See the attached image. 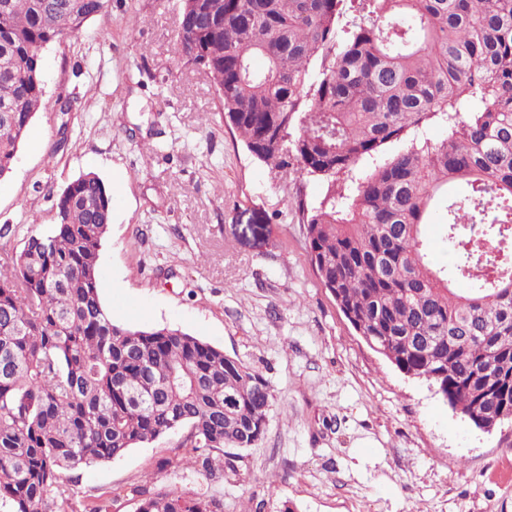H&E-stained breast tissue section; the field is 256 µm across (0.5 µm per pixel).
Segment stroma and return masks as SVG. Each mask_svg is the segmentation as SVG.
Listing matches in <instances>:
<instances>
[{"label":"stroma","mask_w":512,"mask_h":512,"mask_svg":"<svg viewBox=\"0 0 512 512\" xmlns=\"http://www.w3.org/2000/svg\"><path fill=\"white\" fill-rule=\"evenodd\" d=\"M179 25V0H109L86 35L44 49V107L0 178V225L50 227L42 186L98 174L112 196L106 311L223 349L270 383L275 404L223 479L186 465L181 429L81 471L68 512H134L149 474L222 497L224 512H512V422L478 429L356 334L309 262L294 186L213 119L207 75L177 52ZM65 118L68 142L48 160Z\"/></svg>","instance_id":"obj_1"}]
</instances>
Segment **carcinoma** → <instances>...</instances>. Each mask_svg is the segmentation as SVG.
I'll return each instance as SVG.
<instances>
[{
  "mask_svg": "<svg viewBox=\"0 0 512 512\" xmlns=\"http://www.w3.org/2000/svg\"><path fill=\"white\" fill-rule=\"evenodd\" d=\"M107 3L0 0V177L42 107V49ZM180 47L252 156L326 185L298 202L307 253L355 331L470 421L512 419V0H181ZM435 118L446 137L404 143ZM47 199L55 223L20 249L0 225V502L52 512L66 473L186 425L187 464L224 477L266 433L270 384L179 329L115 323L98 289L108 187L89 172ZM133 492L135 512H224Z\"/></svg>",
  "mask_w": 512,
  "mask_h": 512,
  "instance_id": "cac0c4a2",
  "label": "carcinoma"
}]
</instances>
